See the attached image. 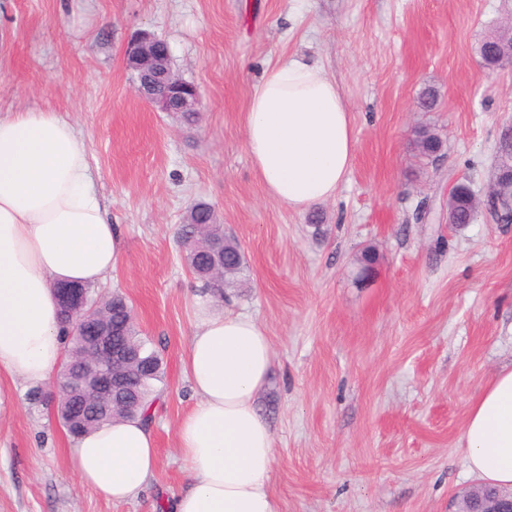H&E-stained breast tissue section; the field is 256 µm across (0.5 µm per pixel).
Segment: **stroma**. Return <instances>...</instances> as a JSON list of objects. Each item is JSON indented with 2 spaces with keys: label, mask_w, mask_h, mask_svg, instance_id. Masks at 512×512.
<instances>
[{
  "label": "stroma",
  "mask_w": 512,
  "mask_h": 512,
  "mask_svg": "<svg viewBox=\"0 0 512 512\" xmlns=\"http://www.w3.org/2000/svg\"><path fill=\"white\" fill-rule=\"evenodd\" d=\"M511 19L512 0H0V111L48 108L80 133L125 237L122 266L96 294L127 297L165 371L157 469L126 502L80 484L67 430L30 403L29 383L0 372L11 395L0 512H158L185 488L176 426L195 401L183 359L201 306L255 317L270 337L258 403L275 433L281 512H456L478 483L468 406L512 366V224L449 223L448 192L489 184L512 67L485 69L478 48ZM143 31L199 86L198 127L137 97L124 48ZM284 55L322 64L355 123L345 182L303 212L267 196L245 137L252 90ZM429 87L438 103L424 112ZM422 126L444 141L436 163L412 150ZM194 201L244 253L242 284L220 298L177 243Z\"/></svg>",
  "instance_id": "35a3bbf8"
}]
</instances>
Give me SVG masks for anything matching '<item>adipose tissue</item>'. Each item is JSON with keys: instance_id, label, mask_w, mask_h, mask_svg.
<instances>
[{"instance_id": "ef3b65f1", "label": "adipose tissue", "mask_w": 512, "mask_h": 512, "mask_svg": "<svg viewBox=\"0 0 512 512\" xmlns=\"http://www.w3.org/2000/svg\"><path fill=\"white\" fill-rule=\"evenodd\" d=\"M245 137L267 194L297 212L335 197L356 144L335 80L318 63L288 57L255 85ZM123 259V233L75 126L49 109L1 112L0 370L49 380L65 346L57 284H101ZM184 363L196 402L177 438L190 482L169 512H281L271 491L274 432L257 401L273 365L265 327L198 309ZM463 440L473 474L512 487V369L471 402ZM157 460L150 424L117 417L76 437L71 464L83 485L123 502L148 487Z\"/></svg>"}]
</instances>
